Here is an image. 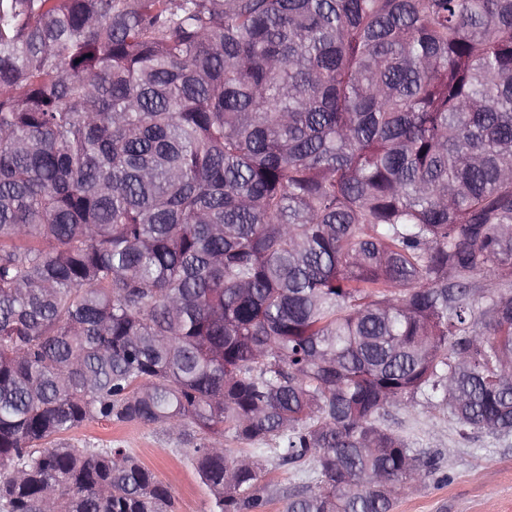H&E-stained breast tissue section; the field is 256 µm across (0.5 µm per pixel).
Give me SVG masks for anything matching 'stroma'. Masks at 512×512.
<instances>
[{"mask_svg":"<svg viewBox=\"0 0 512 512\" xmlns=\"http://www.w3.org/2000/svg\"><path fill=\"white\" fill-rule=\"evenodd\" d=\"M388 426L402 434L432 474L410 488L393 512H512V437L462 438L446 409L424 405L390 408ZM80 447H119L137 456L175 496L178 512H210L211 495L200 482L177 435L155 425L90 423L68 432Z\"/></svg>","mask_w":512,"mask_h":512,"instance_id":"35a3bbf8","label":"stroma"}]
</instances>
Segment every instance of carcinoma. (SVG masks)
<instances>
[{
    "label": "carcinoma",
    "mask_w": 512,
    "mask_h": 512,
    "mask_svg": "<svg viewBox=\"0 0 512 512\" xmlns=\"http://www.w3.org/2000/svg\"><path fill=\"white\" fill-rule=\"evenodd\" d=\"M422 401L512 436V0H0V512H393ZM87 448H125L137 456L175 496L177 512H209L211 495L185 456L177 435L155 425L89 423L63 436ZM267 460L268 461H266L265 464L266 467H268V472L266 473L263 482L267 483L270 481L276 488L280 489L287 487L289 489L296 486L298 483L305 481V474L306 472H309L311 468V465H308V463L301 466L291 464L278 466L272 462L273 458H268Z\"/></svg>",
    "instance_id": "obj_1"
}]
</instances>
